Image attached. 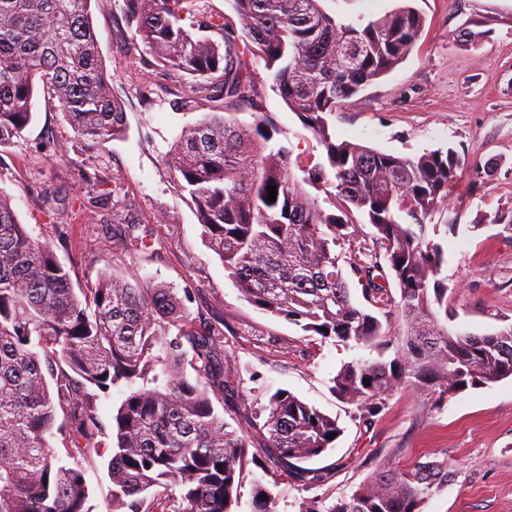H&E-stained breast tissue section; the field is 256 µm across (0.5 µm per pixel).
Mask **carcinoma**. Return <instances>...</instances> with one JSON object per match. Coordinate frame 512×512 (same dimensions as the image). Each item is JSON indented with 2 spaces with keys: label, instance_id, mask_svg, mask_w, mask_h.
Here are the masks:
<instances>
[{
  "label": "carcinoma",
  "instance_id": "cac0c4a2",
  "mask_svg": "<svg viewBox=\"0 0 512 512\" xmlns=\"http://www.w3.org/2000/svg\"><path fill=\"white\" fill-rule=\"evenodd\" d=\"M90 4L0 0V147L31 123L38 84L81 139L103 144L125 133ZM127 4L144 52L191 78L189 102L212 104L182 128L168 162L242 297L345 345L376 348L393 323L402 330L392 359L343 363L331 379L336 396L369 423L405 388L444 395L512 377V324L474 334L442 323L445 252L426 241L425 221L448 206L465 156L450 147L404 157L338 141L329 129L328 116L346 99L411 52L425 23L417 9L405 4L356 27L325 13L319 0H233L235 25L207 0ZM249 53L264 59L279 96L324 147L325 162L312 166L276 146L278 130L264 119L244 125L226 117L258 98ZM328 182L333 212L309 192ZM94 184L98 202L112 205V241L149 247L120 188H107L101 176ZM356 213L373 229L370 246L359 241ZM341 244L348 251L338 255ZM183 293L107 270L75 289L52 245L31 236L0 191V512H87L79 457L94 449L89 385L126 387L112 416L113 512H241L256 437L273 483L254 482L251 512H277L281 473L303 485L321 479L308 464L332 447L329 434H341L336 419L280 389L246 428L228 423L211 397L218 390L234 404L229 361L218 357L224 331L196 325L185 305L190 291ZM187 345L193 377L185 371ZM60 413L71 447L65 458L50 444L62 431ZM453 474L446 463H380L351 495L329 507L304 500L300 512H419Z\"/></svg>",
  "mask_w": 512,
  "mask_h": 512
}]
</instances>
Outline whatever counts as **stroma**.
I'll use <instances>...</instances> for the list:
<instances>
[{
	"mask_svg": "<svg viewBox=\"0 0 512 512\" xmlns=\"http://www.w3.org/2000/svg\"><path fill=\"white\" fill-rule=\"evenodd\" d=\"M402 0H320L324 12L363 25ZM425 25L407 58L390 73L347 99L329 118L337 140L416 157L452 147L477 159L485 182L462 171L447 208L426 221V238L442 244L448 284L449 329L484 334L512 323V0H412ZM125 0H92V24L104 64L121 88L127 131L95 144L78 138L58 103L43 89L33 97V120L22 137L0 147V190L12 198L32 236L49 241L73 284H94L115 268L128 280L190 289L192 318L224 325V356L234 368L238 415L258 411L283 389L336 417L342 435L318 460L323 482L310 486L280 477L278 512H299L302 500L334 502L350 495L371 473L370 462L405 468L445 461L456 474L427 498L421 512H512V378L482 388L439 395L408 389L389 397L371 423L355 417L329 380L343 363L393 357L305 336L285 319L246 302L201 234L195 207L168 166L167 153L186 124L210 103L185 106L190 82L148 65L132 45ZM251 69L260 92L255 106L237 110L239 123L263 114L292 153L313 162L325 150L272 87L260 57ZM64 145L65 156L55 153ZM116 177L135 206L151 247L141 251L109 243L112 228L93 224L98 210L92 176ZM72 200L69 209L41 206L43 192ZM504 223H494V216ZM457 225L449 233L447 225ZM124 386L94 391L99 453L84 464L88 512H112V414Z\"/></svg>",
	"mask_w": 512,
	"mask_h": 512,
	"instance_id": "obj_1",
	"label": "stroma"
}]
</instances>
